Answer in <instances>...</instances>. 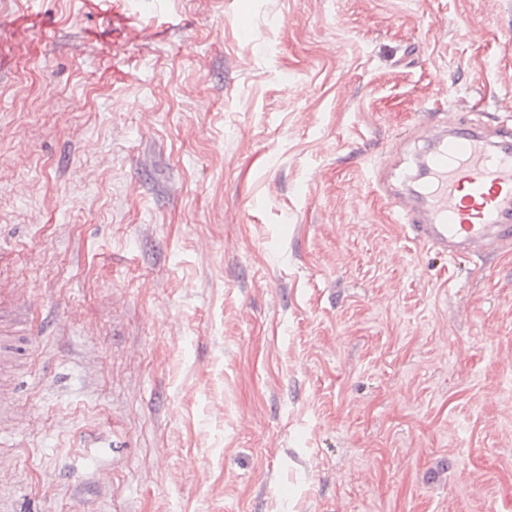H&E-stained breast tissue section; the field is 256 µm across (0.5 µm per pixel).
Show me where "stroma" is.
Returning <instances> with one entry per match:
<instances>
[{
  "label": "stroma",
  "mask_w": 512,
  "mask_h": 512,
  "mask_svg": "<svg viewBox=\"0 0 512 512\" xmlns=\"http://www.w3.org/2000/svg\"><path fill=\"white\" fill-rule=\"evenodd\" d=\"M512 116V0H0L16 512H511L512 251L375 185Z\"/></svg>",
  "instance_id": "stroma-1"
}]
</instances>
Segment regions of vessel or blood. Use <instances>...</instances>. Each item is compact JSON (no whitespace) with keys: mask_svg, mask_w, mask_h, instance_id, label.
<instances>
[{"mask_svg":"<svg viewBox=\"0 0 512 512\" xmlns=\"http://www.w3.org/2000/svg\"><path fill=\"white\" fill-rule=\"evenodd\" d=\"M418 188L401 192L378 171L376 186L392 197L409 239L456 260L512 249V122L424 128Z\"/></svg>","mask_w":512,"mask_h":512,"instance_id":"vessel-or-blood-1","label":"vessel or blood"}]
</instances>
